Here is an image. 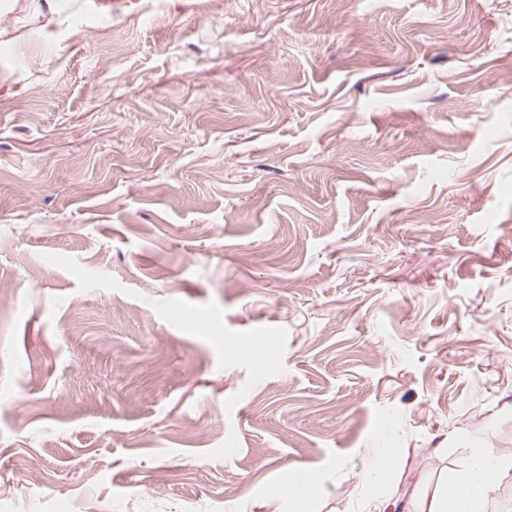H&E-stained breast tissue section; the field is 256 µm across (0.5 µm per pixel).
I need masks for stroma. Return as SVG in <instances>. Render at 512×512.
Here are the masks:
<instances>
[{"label":"stroma","instance_id":"stroma-1","mask_svg":"<svg viewBox=\"0 0 512 512\" xmlns=\"http://www.w3.org/2000/svg\"><path fill=\"white\" fill-rule=\"evenodd\" d=\"M9 2L0 512H365L512 454V0Z\"/></svg>","mask_w":512,"mask_h":512}]
</instances>
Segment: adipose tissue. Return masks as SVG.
<instances>
[{"label":"adipose tissue","mask_w":512,"mask_h":512,"mask_svg":"<svg viewBox=\"0 0 512 512\" xmlns=\"http://www.w3.org/2000/svg\"><path fill=\"white\" fill-rule=\"evenodd\" d=\"M511 473L512 455L472 449L467 470L441 482L430 497L413 503V512H487L490 492Z\"/></svg>","instance_id":"adipose-tissue-1"}]
</instances>
